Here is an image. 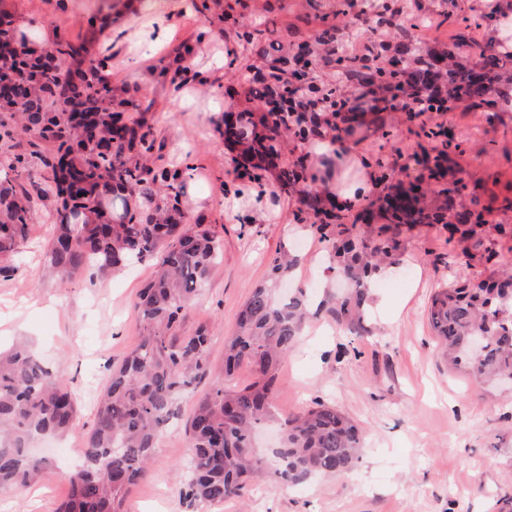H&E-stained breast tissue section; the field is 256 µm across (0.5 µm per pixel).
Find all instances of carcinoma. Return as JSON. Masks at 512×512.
<instances>
[{
	"label": "carcinoma",
	"mask_w": 512,
	"mask_h": 512,
	"mask_svg": "<svg viewBox=\"0 0 512 512\" xmlns=\"http://www.w3.org/2000/svg\"><path fill=\"white\" fill-rule=\"evenodd\" d=\"M320 19L316 31L323 47L322 60L337 72L339 82L368 87L377 81L392 84L405 97L401 107H424L437 82L448 86V101L466 102L482 111L487 122L498 113L483 111L500 106L512 111V36H501L512 18V0L496 4L480 15L466 12L458 0H448L444 17H454L449 36L455 48L475 51L470 62L453 51L416 52L412 75L401 68L373 71L346 62L336 51V30L323 11V0H310ZM236 37L252 46L264 61L263 81L253 89L255 101L274 94L288 83L290 43L272 40L276 30L267 22L245 21L239 14ZM83 47L58 44L59 57L82 62ZM163 82L178 90L185 81L179 69L158 61ZM64 94L81 96L88 112L85 124L97 128L98 141H87L80 126L65 112L0 113V138L14 139L16 130L34 133L29 150L13 155L0 182V276L13 271L11 261L25 242L36 216L41 189L32 181L37 165L52 175L56 198L54 234L47 252L53 273L66 281L86 269L106 277L129 261H156L153 279L140 291L134 309L145 334L121 364L112 367L99 408L84 443V463L68 478L67 500L56 512H123L125 496L148 474L159 435L174 415L177 396L198 379L212 375L209 338L204 327L178 334L182 312L190 305L216 263L222 239L209 224H186L182 197L186 194L183 170L162 162L163 141L154 127L150 107L136 99L115 100L106 63L100 62L79 87ZM139 113L128 123L122 112H99L102 103ZM240 135L250 156L260 160L283 154L294 146L291 167L255 165L249 183L234 189L248 193L260 204L278 202V192L301 195L302 208L294 213L326 244L338 274L350 291L327 299L320 309L339 325H360L362 303L372 275L396 256L401 226L440 224L459 235L458 242H473L492 258L495 252L476 228L492 225L502 230L512 214V198L494 206L473 196L465 199L466 184L455 177L458 166L449 148L461 144L446 140L448 133L423 131L428 139L441 136V146L407 155L402 170L426 169L402 187L395 167L376 160L372 189L359 188L348 204L322 205V197L336 196L330 177L336 157L356 128L336 125L334 112H293L282 99L277 112H241ZM276 176L280 191L269 189L265 175ZM112 195V207L123 212L124 222L106 218L103 198ZM297 265L296 257L276 253L269 262V283L257 286L237 318L236 331L225 343L224 366L208 392L195 404L189 422L192 472L186 499L215 505L243 494L253 477H274L297 485L316 476L351 472L359 459L363 435L341 411L317 402L280 423V445L272 450L276 469L268 471L254 447V431L273 418L275 372L302 336L309 316L303 288L278 301L272 284ZM430 320L442 340L448 363L467 370L476 380L512 382V270L502 269L481 280H466L441 289L431 301ZM483 337V352L474 357L469 344ZM247 361L257 379L240 389L233 383L236 367ZM78 419L71 393L62 377L25 344L0 354V490L25 488L39 481L45 461L29 453L37 437L61 438Z\"/></svg>",
	"instance_id": "cac0c4a2"
}]
</instances>
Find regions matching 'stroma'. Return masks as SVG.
<instances>
[{"label":"stroma","mask_w":512,"mask_h":512,"mask_svg":"<svg viewBox=\"0 0 512 512\" xmlns=\"http://www.w3.org/2000/svg\"><path fill=\"white\" fill-rule=\"evenodd\" d=\"M200 0H166L155 14L114 11L113 0H0L17 34L38 50L62 40L81 41L86 57L98 60L104 33L116 36L107 63L112 82L136 89L152 105L155 130L168 162L190 167L183 199L189 223L219 225L222 250L198 295L185 311L183 328L206 326L213 369L224 364V339L256 285L268 279L270 258L279 250L297 253L300 263L278 292L305 289L318 304L335 283L324 243L309 225L293 221L297 196L256 207L225 193L234 180L232 155L215 123L246 103L234 93L253 50L233 32L212 30L198 13ZM249 0L248 19L277 21L282 34L300 42L319 22L305 0ZM192 45L185 63L207 80L203 87L172 90L151 64L179 44ZM448 128L463 153V170L497 176L498 185L476 188L480 200L504 194L512 184V112L489 125L480 113L457 105L429 116ZM405 113L385 117L384 131L367 132L360 144L346 142L334 181L371 176L365 158L397 162L411 153ZM53 202L37 204L29 238L13 258L14 270L0 276V349L26 341L59 372L75 400V431L53 445L42 482L21 493H0V512H54L68 491L67 476L83 463V446L113 364L139 343L143 327L133 305L153 277L143 261L103 280L74 276L68 283L49 273L46 252L53 235ZM251 224L240 225L242 215ZM448 233L438 224L402 230V248L390 275L369 292L362 326L351 332L328 316L310 319L277 374L274 404L288 417L322 402L336 406L362 430L364 448L352 475L322 477L296 486L271 482L248 485L243 496L208 506L184 497L183 469L189 464L187 420L210 378L195 382L177 400V414L159 437L147 477L127 497L125 512H498L497 499L512 494V385L483 386L465 370L448 365L429 321L435 292L454 280L483 279L498 264L512 263V235H495L494 260L484 251L456 257Z\"/></svg>","instance_id":"obj_1"}]
</instances>
